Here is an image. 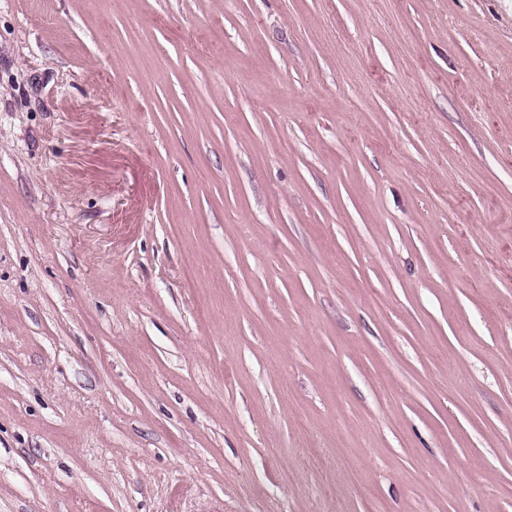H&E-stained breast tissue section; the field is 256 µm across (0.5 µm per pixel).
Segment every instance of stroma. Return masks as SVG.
<instances>
[{"label": "stroma", "mask_w": 512, "mask_h": 512, "mask_svg": "<svg viewBox=\"0 0 512 512\" xmlns=\"http://www.w3.org/2000/svg\"><path fill=\"white\" fill-rule=\"evenodd\" d=\"M0 512H512V0H0Z\"/></svg>", "instance_id": "1"}]
</instances>
